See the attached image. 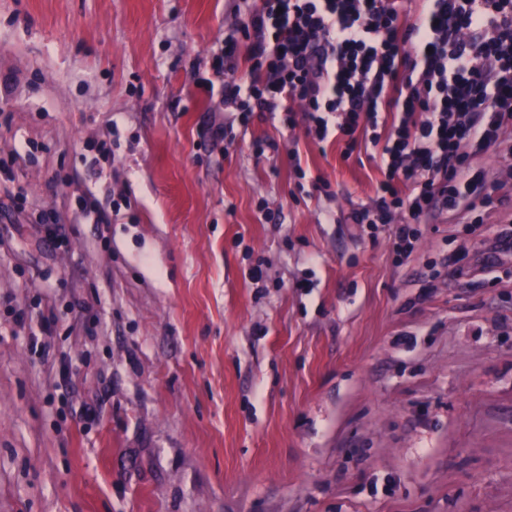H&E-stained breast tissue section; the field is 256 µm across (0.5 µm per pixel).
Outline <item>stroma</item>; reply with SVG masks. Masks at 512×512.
<instances>
[{"instance_id": "1", "label": "stroma", "mask_w": 512, "mask_h": 512, "mask_svg": "<svg viewBox=\"0 0 512 512\" xmlns=\"http://www.w3.org/2000/svg\"><path fill=\"white\" fill-rule=\"evenodd\" d=\"M252 4L0 0L25 206L0 192V512H512V248L473 251L512 204L429 216L399 264L349 220L381 179L363 151L301 114L210 140L196 67ZM115 131L94 174L82 148Z\"/></svg>"}]
</instances>
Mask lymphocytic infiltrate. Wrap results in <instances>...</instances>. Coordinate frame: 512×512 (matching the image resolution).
Wrapping results in <instances>:
<instances>
[{
	"label": "lymphocytic infiltrate",
	"instance_id": "obj_1",
	"mask_svg": "<svg viewBox=\"0 0 512 512\" xmlns=\"http://www.w3.org/2000/svg\"><path fill=\"white\" fill-rule=\"evenodd\" d=\"M420 2L411 23L400 0H256L197 81L234 114L213 139L257 114L293 128L299 107L315 143L343 142L346 158L372 146L383 178L351 220L386 231L401 259L431 214L502 204L471 163L512 154V0Z\"/></svg>",
	"mask_w": 512,
	"mask_h": 512
}]
</instances>
